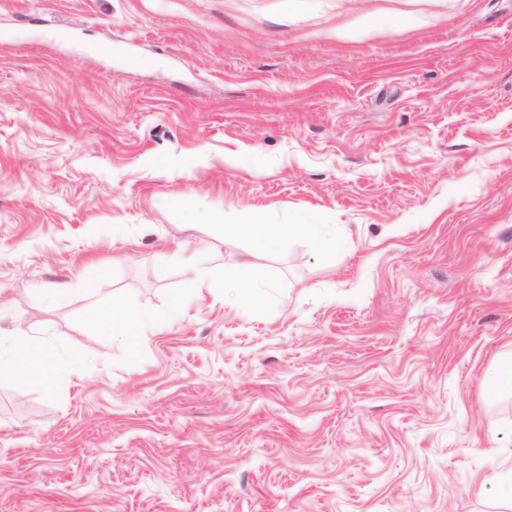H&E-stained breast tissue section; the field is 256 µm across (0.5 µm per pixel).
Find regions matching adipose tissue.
Listing matches in <instances>:
<instances>
[{
	"instance_id": "adipose-tissue-1",
	"label": "adipose tissue",
	"mask_w": 512,
	"mask_h": 512,
	"mask_svg": "<svg viewBox=\"0 0 512 512\" xmlns=\"http://www.w3.org/2000/svg\"><path fill=\"white\" fill-rule=\"evenodd\" d=\"M235 233L250 237L256 252L264 253L278 246L287 237L305 239L311 246L324 247L325 241L315 224H237ZM209 287L214 293L233 288L238 300L256 303L259 296L249 263L239 262L225 266L222 273L213 277ZM92 317L103 333L121 337L129 349H137L139 330L145 321L142 312L113 301L110 308L93 312ZM10 357L0 361V371L19 375L24 381L54 387L61 361L55 350L34 342L29 336H15L10 340Z\"/></svg>"
}]
</instances>
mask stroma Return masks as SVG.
I'll return each mask as SVG.
<instances>
[{
    "label": "stroma",
    "instance_id": "stroma-1",
    "mask_svg": "<svg viewBox=\"0 0 512 512\" xmlns=\"http://www.w3.org/2000/svg\"><path fill=\"white\" fill-rule=\"evenodd\" d=\"M247 260L261 304L183 290ZM116 298L137 350L87 319ZM25 333L63 369L0 376V512H502L512 0H0ZM317 224H235L233 231L251 238L256 252L265 253L288 236L305 239L311 246L322 248L325 240ZM512 388V357L499 360L489 380V390H511Z\"/></svg>",
    "mask_w": 512,
    "mask_h": 512
}]
</instances>
